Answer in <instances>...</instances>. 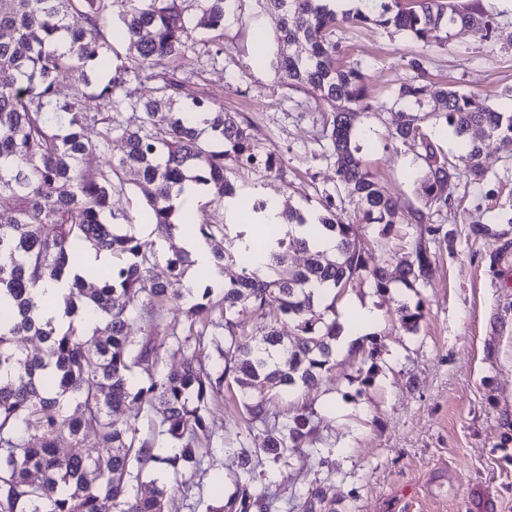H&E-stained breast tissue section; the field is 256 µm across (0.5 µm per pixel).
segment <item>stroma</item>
I'll use <instances>...</instances> for the list:
<instances>
[{
  "label": "stroma",
  "instance_id": "obj_1",
  "mask_svg": "<svg viewBox=\"0 0 512 512\" xmlns=\"http://www.w3.org/2000/svg\"><path fill=\"white\" fill-rule=\"evenodd\" d=\"M492 10L494 37L456 27L434 49L390 28L336 32L343 62L361 64L366 74L371 108L358 123L361 155L398 212L424 206L418 162L388 135L399 85H423L419 102L406 106L421 113L440 109L437 93L445 86L502 101L512 95V0H493ZM279 25V15L257 0H234L218 57L203 43L205 30L192 29L195 50L182 73L187 94L178 104L202 96L256 126L260 147L274 151L286 177L239 170L242 192L315 209L336 175L319 155L321 120L310 94L274 75ZM414 58L420 70L409 66ZM434 138L458 173L476 165L486 172L448 216L395 225L381 241L354 203L335 199L355 238L375 241L368 265L400 258L419 242L434 264L421 287L395 283L381 295L357 283L337 299L340 312L367 301L380 311L376 333L384 348L371 381L359 373L358 356L344 349L315 390L275 396L283 413L312 404L320 428L316 447L261 467L258 486L277 494L280 512H304L313 483L324 492L321 512H512V156L491 142L474 159L450 133L438 128ZM403 303L421 306L418 332L402 328ZM209 422L214 449L178 476L179 490L169 495L173 512H206L215 475H223L225 494L235 490L237 451L252 439L233 392L214 403Z\"/></svg>",
  "mask_w": 512,
  "mask_h": 512
}]
</instances>
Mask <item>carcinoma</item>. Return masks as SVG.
I'll return each mask as SVG.
<instances>
[{
  "label": "carcinoma",
  "mask_w": 512,
  "mask_h": 512,
  "mask_svg": "<svg viewBox=\"0 0 512 512\" xmlns=\"http://www.w3.org/2000/svg\"><path fill=\"white\" fill-rule=\"evenodd\" d=\"M233 0H9L0 6V512H165L167 488L143 478L146 468L165 473L198 467L203 443L210 442L209 404L235 384L249 431L259 446L242 458L236 491L208 512H275L274 498L258 489L257 466L277 463L289 451L318 442L315 412L296 406L284 419L271 410L273 391L314 389L333 366L341 326L331 317L349 281L366 280L380 293L399 281L408 288L425 283L432 259L419 246L391 269L367 267L364 246L352 239L351 225L337 212L335 197L323 195L317 223L288 204L282 217L307 226L308 237L269 234L260 247L245 231L227 238L226 229L200 223L192 210L177 212L174 198L186 180L208 187L217 201L238 196L231 179L245 168L284 177L275 156L258 148L251 123L237 113L194 97L186 111L200 115L201 127L188 125L174 102L184 94L179 70L189 58L188 25L192 16L211 32L215 55L224 51V20ZM281 15L276 34L275 76L286 85L312 93L322 112L323 155L336 167L335 191L363 212L365 222L386 238L406 221L378 183L355 144L358 118L370 108L363 95L365 74L358 65L341 68L336 30L347 25H378L409 34L425 47H442L448 30L474 29L490 35L491 10L461 0H369L366 10L338 13L325 0H258ZM83 24L72 27L71 15ZM118 20L116 34L126 46L125 61L112 65V44L105 31ZM159 57L173 62L159 77L154 95L133 98L129 85L145 76ZM71 76L104 112H84L76 101L56 99V80ZM420 85L402 84L400 102L417 101ZM442 110L422 116L396 113L390 135L416 150L426 169L419 182L425 204L438 214L448 211L459 176L423 126L432 116L451 128L459 148L477 158L487 139L512 156V105L456 89L440 91ZM99 127L97 140L85 136ZM481 131L480 137L472 132ZM122 155L89 173L84 160L107 154L112 141ZM130 171L153 187L139 219L163 239L183 228L198 233L212 247L209 275L223 282L220 318H214L212 288L197 292L186 335L160 336L158 321L179 299L173 284L192 260L184 250L166 258L168 278L153 275L159 255L141 240L123 211L114 209L116 180ZM336 240L334 252L310 241L323 233ZM87 250L107 252L112 262L91 267L68 282L63 296L67 323H38L32 316V290L45 280L66 278ZM306 255L301 267L290 252ZM252 267L247 275L225 278L229 265ZM99 324L87 336L79 311ZM403 327L415 333L419 309L398 308ZM281 316L293 324L286 343L268 324L261 336L247 332L251 319ZM142 323L143 334H128V322ZM224 329V346L210 369L212 336ZM42 344L23 351L18 336ZM174 347L184 353L180 366L166 361ZM146 400L152 425L165 437L168 451L155 437L142 435L130 422L113 416L131 403ZM89 430L103 452L70 454Z\"/></svg>",
  "instance_id": "cac0c4a2"
}]
</instances>
